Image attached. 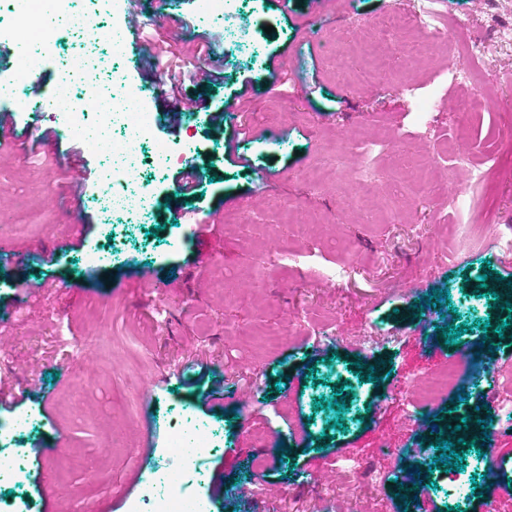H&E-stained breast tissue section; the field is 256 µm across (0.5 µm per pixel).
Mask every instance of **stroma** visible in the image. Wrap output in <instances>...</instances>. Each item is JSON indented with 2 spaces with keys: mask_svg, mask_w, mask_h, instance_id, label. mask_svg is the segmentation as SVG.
I'll return each mask as SVG.
<instances>
[{
  "mask_svg": "<svg viewBox=\"0 0 512 512\" xmlns=\"http://www.w3.org/2000/svg\"><path fill=\"white\" fill-rule=\"evenodd\" d=\"M438 39L426 43L418 95L400 92L398 58L387 70L360 54L367 40L412 39L387 24L390 13H411L414 0H237L236 9L258 44L255 57L225 45L224 27L203 18L198 0H142L146 16L139 37H167L181 29L173 47L198 33L215 40L220 79L185 83L182 97L199 101L170 128L153 125V144L140 161L153 204L142 218L105 231L88 211L74 234L66 208L48 198L68 195L72 173L59 158L75 140L58 137L51 149L27 155L0 132V247L14 258L0 265V422L25 413L34 427L24 448L41 446L56 497L32 477L14 485V496L35 512H127L138 498L143 474L168 452L167 417L188 407L193 420L214 426V445L195 464L203 478L190 494L209 512H445L447 489H429L425 506L406 503L392 486L407 466L437 451L436 417L450 407L443 393L419 419L393 386L446 367L454 351L441 327L463 322L505 321L490 293L512 278V253L492 241L512 229V144L504 122L512 114V47L493 37L512 16L473 14L470 0H440ZM484 49L477 87L495 97L478 116L459 104L457 86L438 64L443 42H454L458 24ZM273 33H265V26ZM101 54L110 55L108 47ZM110 69L126 86L144 77L155 85L142 99L149 111L170 96L167 63L139 71L129 52L110 55ZM224 112L214 129L210 112ZM287 129L286 144L269 143L270 131ZM347 134L361 146L364 172L347 181L336 172L329 134ZM466 134L473 159L491 170L477 196L409 200L414 222L402 212H371L357 204V187L399 190L395 154L408 157L422 145ZM183 153L197 169L200 198L189 202L197 222L176 227L168 204L175 196L180 163L158 165L155 145ZM234 157H226V145ZM298 206L304 230L281 221ZM478 224L483 235L456 253L446 226ZM111 240L110 264H81L89 250ZM149 270L155 288L140 282ZM336 287H322L326 276ZM447 290L449 303L415 312L432 290ZM108 303H101V294ZM280 342L268 344L267 336ZM85 341L75 350L73 340ZM489 356L486 380L496 395L512 397V327ZM204 364L224 381L220 406L208 388L188 386L194 366ZM376 369V381L357 382V366ZM345 369L358 418L332 430L337 369ZM324 401L315 409L316 401ZM406 449V459L390 451ZM105 468L96 485L90 473ZM469 473L484 476L483 495L460 503L461 512H512V496L492 488L512 475V442L486 448ZM251 483L248 497L223 496L219 484ZM0 488V495H5Z\"/></svg>",
  "mask_w": 512,
  "mask_h": 512,
  "instance_id": "obj_1",
  "label": "stroma"
}]
</instances>
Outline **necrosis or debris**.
<instances>
[{
  "mask_svg": "<svg viewBox=\"0 0 512 512\" xmlns=\"http://www.w3.org/2000/svg\"><path fill=\"white\" fill-rule=\"evenodd\" d=\"M88 2L87 8L79 9L74 0H0L7 14L0 20V40L11 42L18 64L10 78L0 79V102L12 103L24 97L28 80L39 70L44 56L62 52L57 83L65 87L66 94L50 96L49 104L63 115L60 134L82 140L105 161L90 204L108 223L117 216H138L152 204L138 171L143 148L150 140L153 115L132 106L134 90L105 84L108 62L97 48L104 42L113 52H120L125 46L124 30L115 27L107 35H100L99 18L109 10L111 0ZM64 29L76 34L79 47L63 50L60 32ZM83 99L95 106L92 118L74 116ZM117 125L123 128L122 135H114ZM488 373V364L471 357L469 349L462 347L447 368L410 381L401 392L415 399L417 408L422 409L453 387L478 391ZM169 428V458L145 478L142 494L132 504L131 512H208L202 498L184 493L182 487L199 479L194 461L211 447V431L193 424L183 413L171 417Z\"/></svg>",
  "mask_w": 512,
  "mask_h": 512,
  "instance_id": "obj_1",
  "label": "necrosis or debris"
}]
</instances>
